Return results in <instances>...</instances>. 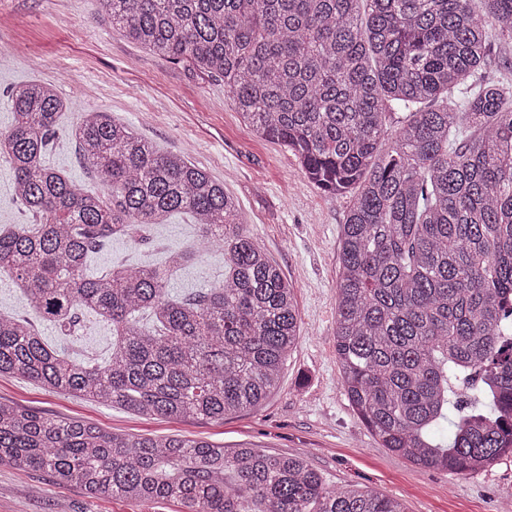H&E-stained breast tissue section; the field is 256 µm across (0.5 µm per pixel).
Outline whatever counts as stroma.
Masks as SVG:
<instances>
[{"instance_id": "obj_1", "label": "stroma", "mask_w": 512, "mask_h": 512, "mask_svg": "<svg viewBox=\"0 0 512 512\" xmlns=\"http://www.w3.org/2000/svg\"><path fill=\"white\" fill-rule=\"evenodd\" d=\"M69 10L71 23L59 21ZM34 79L55 85L69 108L44 160L82 189L100 183L80 159L72 130L87 111L117 122L163 153L185 155L237 198L247 229L294 291L300 338L278 388L259 409L221 421L138 416L117 407L43 390L20 376H0V401L64 419L88 421L132 436H179L226 448L246 445L300 455L334 487L363 488L400 499L406 512H512V454L484 471L459 476L424 468L382 448L350 406L336 357L338 253L348 203L302 175L291 152L243 124L224 97V81L148 54L108 22L101 0H0V131L12 121L10 92ZM14 194V174L0 159V228L36 223ZM180 248L190 260L170 276L169 292L187 298L221 284L224 255L199 247V227L175 214L149 225L142 240L112 237L87 264L90 275L111 264L164 262ZM35 321L42 336L71 358L105 363L111 322L83 315L63 336ZM0 512H181L158 500L88 498L81 486L0 467Z\"/></svg>"}]
</instances>
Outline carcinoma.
Here are the masks:
<instances>
[{"mask_svg": "<svg viewBox=\"0 0 512 512\" xmlns=\"http://www.w3.org/2000/svg\"><path fill=\"white\" fill-rule=\"evenodd\" d=\"M103 2L152 54L224 78L255 134L349 199L336 356L381 446L455 474L512 454V84L483 73L491 39L512 44V0H480L478 12L472 0ZM11 106L0 159L39 223L0 231V272L63 335L89 313L111 321L115 340L104 365L77 361L31 322L0 315V375L144 416L260 408L298 341V311L224 184L92 111L74 138L102 189H81L43 162L68 109L53 86L20 84ZM175 213L224 251V284L170 297L180 250L85 275L112 236ZM451 413L444 443L433 431ZM2 466L183 512H406L390 496L326 486L300 457L130 436L0 401Z\"/></svg>", "mask_w": 512, "mask_h": 512, "instance_id": "obj_1", "label": "carcinoma"}]
</instances>
